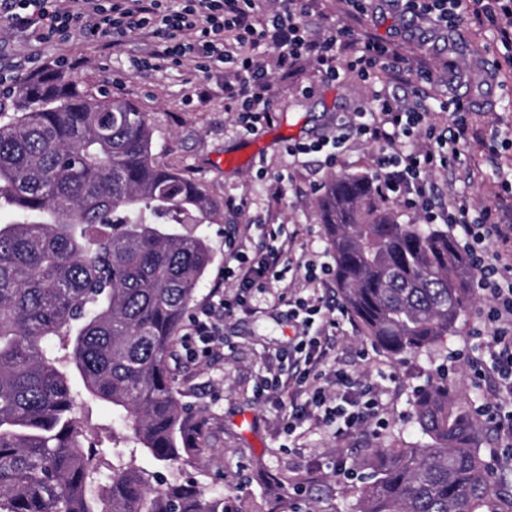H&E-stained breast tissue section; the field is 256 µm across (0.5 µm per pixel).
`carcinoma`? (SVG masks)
<instances>
[{
	"label": "carcinoma",
	"mask_w": 512,
	"mask_h": 512,
	"mask_svg": "<svg viewBox=\"0 0 512 512\" xmlns=\"http://www.w3.org/2000/svg\"><path fill=\"white\" fill-rule=\"evenodd\" d=\"M366 177L320 200L344 307L392 356L442 347L468 308L474 273L439 224H402ZM214 201L155 159L147 115L61 74L24 81L0 108V512H230L192 479L155 486L161 466L210 451L169 361L212 261ZM112 405L137 444L98 458L78 416ZM426 442L362 463L357 512H512L481 454L472 411L440 374L413 403Z\"/></svg>",
	"instance_id": "carcinoma-1"
}]
</instances>
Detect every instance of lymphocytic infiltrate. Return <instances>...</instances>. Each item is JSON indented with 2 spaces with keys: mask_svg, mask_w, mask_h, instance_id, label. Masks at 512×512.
<instances>
[{
  "mask_svg": "<svg viewBox=\"0 0 512 512\" xmlns=\"http://www.w3.org/2000/svg\"><path fill=\"white\" fill-rule=\"evenodd\" d=\"M259 7V0H0V20L40 42L63 41L77 31L116 44L130 35L145 34L153 47L137 59L141 70L185 57L223 64L224 97L248 132L269 121L275 110L270 75L257 54L260 46L275 52L281 72L291 71L305 59L329 83L340 81L347 70L370 80L382 73L400 79L410 69L409 58L390 42L360 37L350 25L339 24L327 36H313L303 22L307 0H278L260 24L255 21ZM408 7L442 32L455 27L461 13L485 17L500 35L505 66L512 68V0H408ZM451 104L453 123L443 130L424 122L432 110L428 99L420 97L407 104L395 93L377 91L353 118L339 119L333 136L293 143L286 151L293 158L322 151L332 165L349 135L377 143L375 175L384 194L418 212L423 223L445 224L455 231L470 257L478 288L492 299L479 310L473 327L474 335L486 339L482 350L488 353L497 378L482 409L492 416L503 403L512 402V224L498 222L491 209L473 208L464 195L452 193L447 202H439V190L429 176L457 159L471 109L470 102L460 97ZM421 137L426 140L422 149L415 145ZM282 257L278 249L260 255L234 249L233 264L224 275L236 278L239 288L223 301L224 312L247 310L251 292L265 291L269 280L282 279ZM296 309L305 332L297 337L293 352L304 370L292 378L272 373L263 383L262 395L276 398L287 392L296 400L284 422L287 433H295L310 417L322 423L339 420L345 429L356 428L379 410L375 386L341 368L334 372L337 385L345 389L341 396L314 385L310 375L323 362L325 351L320 338L309 335L308 329L318 324L326 330L335 321L310 297L297 299Z\"/></svg>",
  "mask_w": 512,
  "mask_h": 512,
  "instance_id": "1",
  "label": "lymphocytic infiltrate"
}]
</instances>
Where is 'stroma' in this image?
<instances>
[{
    "mask_svg": "<svg viewBox=\"0 0 512 512\" xmlns=\"http://www.w3.org/2000/svg\"><path fill=\"white\" fill-rule=\"evenodd\" d=\"M360 26L377 38L402 44L413 58L437 73L456 70L457 83L432 87L435 99H468L473 110L468 125L473 138L459 147L454 166L433 172L431 179L449 191L464 194L477 207H492L504 181L512 182V147L489 152L492 132L512 137V72L490 77L491 63L504 48L492 26L462 15L448 42L421 36L420 23L402 0H367ZM143 47L135 34L123 45L106 39H87L74 33L69 40L41 44L0 23V74L13 82L30 75L29 57L42 56L46 64L68 59L61 73L92 95L106 94L134 102L149 116L154 130V153L160 164L182 171L222 202L216 220L196 225L214 251V260L197 286L192 309L214 303L215 287L233 296L236 279L225 278L224 242L235 238L240 248L261 250V227L274 225L289 261L332 262L317 202L332 177L348 174L373 177L376 144L351 138L337 167L324 166L311 154L291 159L285 147L291 141H309L330 133L339 115L354 111L386 77L371 84L357 73L341 82L325 83L315 65L305 63L281 76L272 50L260 49L268 65L277 110L270 122L243 132L234 110L224 106V71L202 72L195 61L183 59L157 71L132 72L131 63ZM268 172L256 177L258 168ZM273 295L257 298L253 311L226 316L213 350L190 356L177 348L172 369L181 398L197 417L207 422L212 451L194 464L164 468L168 481L195 477L212 490L235 498L239 512H353L358 500L355 472L364 458L393 443L414 444L422 439L412 417L416 388L438 365L454 367L453 390L473 407L483 403L495 385L493 374L475 378L468 361L480 339L472 333L478 309L487 299L474 291L466 316L446 345L447 353L391 356L363 339L357 324L341 320L327 352L330 362L367 377L380 390L378 420L342 430L340 423L304 422L285 435L283 412L277 400H261L256 390L270 370L275 355L288 347L297 333L282 281L271 286Z\"/></svg>",
    "mask_w": 512,
    "mask_h": 512,
    "instance_id": "35a3bbf8",
    "label": "stroma"
}]
</instances>
